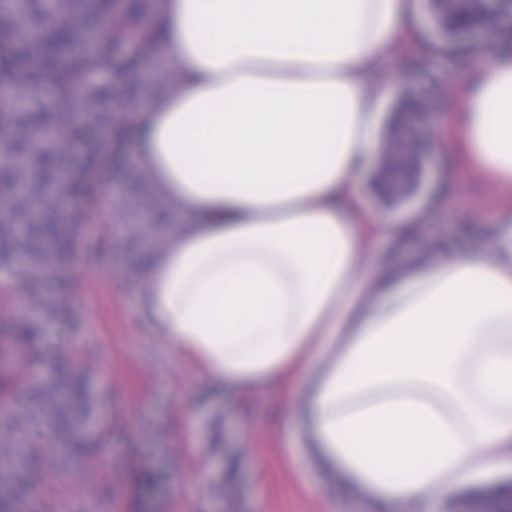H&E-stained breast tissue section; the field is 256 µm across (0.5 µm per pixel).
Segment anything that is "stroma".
Wrapping results in <instances>:
<instances>
[{
    "mask_svg": "<svg viewBox=\"0 0 512 512\" xmlns=\"http://www.w3.org/2000/svg\"><path fill=\"white\" fill-rule=\"evenodd\" d=\"M409 25L422 50L387 57L381 77L395 98L436 114L423 133L431 147L413 201L422 220L401 251L385 239L372 249L373 258L394 252L405 264L438 240L481 252L490 206L512 200V185L464 176L462 132L448 128L488 52L467 43L446 49L431 9ZM124 245L119 225H83L74 286L60 299L64 313L30 343L12 341L9 330L27 321L32 300L0 276V340L11 345L5 367L15 380L0 431L20 429L25 390L61 355L72 360L95 398V420L108 430L105 447L68 477L32 475L43 512H367L364 496L347 491L317 449L306 447L295 395L277 386L215 391L191 357L172 354L143 306L144 282Z\"/></svg>",
    "mask_w": 512,
    "mask_h": 512,
    "instance_id": "35a3bbf8",
    "label": "stroma"
}]
</instances>
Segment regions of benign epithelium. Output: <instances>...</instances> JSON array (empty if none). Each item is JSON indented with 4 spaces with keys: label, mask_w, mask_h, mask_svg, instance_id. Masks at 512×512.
<instances>
[{
    "label": "benign epithelium",
    "mask_w": 512,
    "mask_h": 512,
    "mask_svg": "<svg viewBox=\"0 0 512 512\" xmlns=\"http://www.w3.org/2000/svg\"><path fill=\"white\" fill-rule=\"evenodd\" d=\"M434 20L444 35L461 39L476 34H492L496 26L494 13L512 14V0H497V8L483 7L479 15L470 14V0H432ZM430 113L412 109L398 113V117L379 149L374 170L380 192L393 199L414 194L420 185L425 156V140L420 129L429 120ZM493 497V512H512V483L488 488L475 497L472 512H482L486 497Z\"/></svg>",
    "instance_id": "1"
}]
</instances>
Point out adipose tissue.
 I'll return each mask as SVG.
<instances>
[{"label":"adipose tissue","instance_id":"ef3b65f1","mask_svg":"<svg viewBox=\"0 0 512 512\" xmlns=\"http://www.w3.org/2000/svg\"><path fill=\"white\" fill-rule=\"evenodd\" d=\"M419 0H164L178 88L146 105L135 167L183 219L144 273L173 353L246 393L306 358L309 442L370 512L417 505L512 447V204L486 248L376 271L419 221L364 206L357 174L391 121L387 51ZM462 128L512 183V53L480 71Z\"/></svg>","mask_w":512,"mask_h":512}]
</instances>
